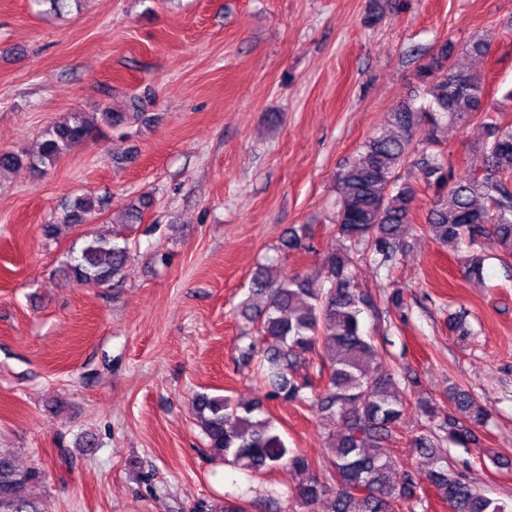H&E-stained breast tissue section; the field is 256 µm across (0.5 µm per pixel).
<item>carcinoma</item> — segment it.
<instances>
[{
  "label": "carcinoma",
  "mask_w": 512,
  "mask_h": 512,
  "mask_svg": "<svg viewBox=\"0 0 512 512\" xmlns=\"http://www.w3.org/2000/svg\"><path fill=\"white\" fill-rule=\"evenodd\" d=\"M457 54L455 44L448 41L423 54L416 76L428 105L399 104L389 113L388 128L370 137L341 170L337 245L319 269L329 287H316L307 274H283L273 264L261 266L240 306V316L256 330L248 345L240 348V357L246 364L256 362L255 374L267 388L266 398L308 403L327 426L339 427L329 433V478H319L307 457L287 447L263 401L235 402L207 393H197L191 400L212 457L252 473L288 471L296 479L293 498L306 512H314L324 499L330 501L331 512H394L395 502L417 496L424 483L453 512H512L473 485L443 448L445 440L463 448L475 443V430L488 418L485 407L461 386L448 388L464 413L461 420L449 415L439 418V407L430 397L416 399L417 407L428 418L440 419V424L437 431L414 439L427 468L402 472L396 468L387 445L402 422L406 397L388 370L369 369L379 351L374 339L364 335L360 315L372 303L353 273L354 251L361 245L372 250L381 265L393 263L400 253L416 201L415 187L401 181L400 170L416 151L415 132L425 130V142L434 145L435 133L445 120L464 126L479 120L482 164L458 176L441 154L422 152L417 162L420 177L434 190L426 229L454 251L462 245L470 248L460 258L469 278L483 277L484 258L473 251L475 246H490L504 263L512 260V125H502L499 112L485 108L483 82L456 63ZM141 117L140 112L107 108L94 122L73 113L48 127L28 156L1 152L0 171L23 164L33 170L52 166L73 144L100 128L120 130ZM95 211L93 197L77 196L57 222L42 225V235L55 240L63 230L80 227ZM121 238L119 230L111 238L85 241L63 276L87 287L120 281L133 257L128 245H120ZM308 238L305 226L290 227L279 250H302ZM303 364L315 369L314 378L297 376ZM42 478L40 468L21 469L11 455L1 452L0 512H51L49 501H36L26 493Z\"/></svg>",
  "instance_id": "carcinoma-1"
}]
</instances>
